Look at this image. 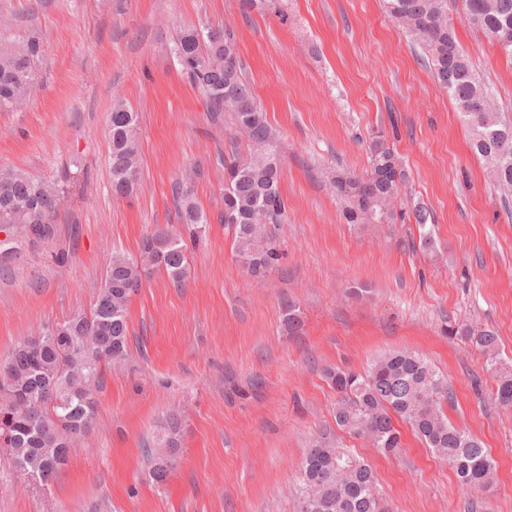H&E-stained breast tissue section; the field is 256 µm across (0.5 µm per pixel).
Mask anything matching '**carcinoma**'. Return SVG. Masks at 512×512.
<instances>
[{"mask_svg":"<svg viewBox=\"0 0 512 512\" xmlns=\"http://www.w3.org/2000/svg\"><path fill=\"white\" fill-rule=\"evenodd\" d=\"M387 13L409 33L421 49L438 83L454 101L471 133V148L486 163L490 179L504 193H512V156L499 151L500 136L512 139V120L498 112L495 95L473 72L448 22V0H383ZM466 14L479 15L472 26L486 32L507 57H512V0H465ZM44 45L27 36L0 48V111L24 108L39 79ZM174 55L184 74L206 103L210 119L227 114L235 138L231 152L218 156L224 166V212L221 221L232 231L236 252L251 277L261 281L279 264L278 231L287 207L281 193V160L266 113L246 79L234 33L224 26L181 31ZM137 113L117 102L108 117L112 194L132 193L141 155ZM369 168L361 175L336 171L330 183L343 205L349 224H392L398 216L402 163L381 132L368 144ZM64 194L54 179L33 178L0 168V250L13 246L15 233L35 245L55 234L57 210L52 203ZM172 196L178 223L192 242L206 233L209 218L195 201L191 179L175 182ZM424 229L421 245L431 246L426 231L430 213L413 210ZM187 240V241H189ZM183 237L165 231L146 235L139 253L114 252L104 280L119 285L100 288V302L63 322L45 324L21 339L7 360L0 362V448L16 476L44 492L69 460L67 435L83 436L97 414L94 390L105 370L130 355L128 317L130 295L120 284L141 285L159 269L181 286L189 274V248ZM486 364L495 368L490 394L495 403L512 408V368L499 358L495 332L466 330ZM326 377L336 392V426L362 436L385 454L401 448L395 420L407 422L436 456L448 461L461 486L469 492L490 489L495 483L492 460L482 442L448 421L444 404L454 392L444 376L420 354L390 350L373 358L362 373L329 369ZM181 426L171 418L160 452H151V473L163 483L175 466ZM300 512H384L375 474L368 463L348 448L318 444L308 449L299 473Z\"/></svg>","mask_w":512,"mask_h":512,"instance_id":"carcinoma-1","label":"carcinoma"}]
</instances>
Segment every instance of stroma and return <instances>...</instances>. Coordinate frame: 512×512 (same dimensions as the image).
Returning <instances> with one entry per match:
<instances>
[{
  "label": "stroma",
  "instance_id": "stroma-1",
  "mask_svg": "<svg viewBox=\"0 0 512 512\" xmlns=\"http://www.w3.org/2000/svg\"><path fill=\"white\" fill-rule=\"evenodd\" d=\"M459 45L512 114V60L448 0ZM235 34L245 75L276 132L288 222L282 257L251 282L220 217L231 123L213 124L174 60L177 32ZM45 46L27 106L0 112V166L62 181L53 239L21 246L0 271V359L47 322L88 308L112 252L179 231L170 187L190 169L210 226L191 246L190 276L152 273L129 306L131 359L104 374L97 416L50 494L6 477L0 512H297L296 475L319 441L354 449L375 470L387 512H512V409L490 399L492 373L464 328L494 331L512 363V199L469 147L470 133L412 38L382 0H0V39ZM139 114L133 195L110 189L107 115ZM384 131L406 181L394 224H349L328 175L363 173ZM431 213L423 248L415 205ZM302 320L284 326L286 301ZM410 349L447 377L449 420L480 439L496 482L467 495L447 462L402 426L398 455L338 429L325 371H363ZM182 445L164 484L145 450L169 415Z\"/></svg>",
  "mask_w": 512,
  "mask_h": 512
}]
</instances>
